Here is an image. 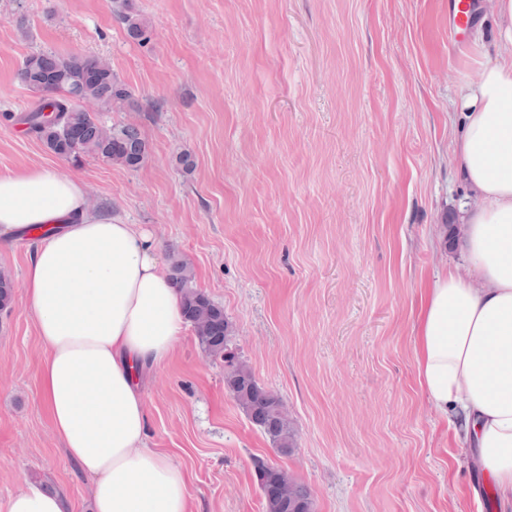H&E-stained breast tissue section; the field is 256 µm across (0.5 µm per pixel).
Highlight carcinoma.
Wrapping results in <instances>:
<instances>
[{
	"label": "carcinoma",
	"mask_w": 512,
	"mask_h": 512,
	"mask_svg": "<svg viewBox=\"0 0 512 512\" xmlns=\"http://www.w3.org/2000/svg\"><path fill=\"white\" fill-rule=\"evenodd\" d=\"M115 17L127 37L138 44L150 40L148 20L135 0H115ZM20 82L38 96L35 107L13 119L26 127L56 156L78 161L86 156L137 169L149 156V146L138 126L128 123L103 126L90 106L105 104L118 111L137 110L140 104L101 57L36 51L27 55L18 70ZM170 279L180 296L186 321L200 348L227 364L224 387L265 436L277 454L289 456L296 447V432L278 394L260 384L251 368L233 348V328L224 307L192 284V274L179 260L172 263ZM17 284L0 271V312L11 309ZM254 465L267 469L273 492L260 488L265 512H292L288 503L302 501L303 512H315L310 488L275 462L257 458Z\"/></svg>",
	"instance_id": "carcinoma-1"
}]
</instances>
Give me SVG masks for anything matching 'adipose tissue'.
I'll return each instance as SVG.
<instances>
[{"instance_id":"ef3b65f1","label":"adipose tissue","mask_w":512,"mask_h":512,"mask_svg":"<svg viewBox=\"0 0 512 512\" xmlns=\"http://www.w3.org/2000/svg\"><path fill=\"white\" fill-rule=\"evenodd\" d=\"M495 64L453 100V159L471 280L433 278L413 327L427 401L456 416L453 441L471 450L512 501V0H497ZM35 241L23 284L46 358L40 377L52 427L91 476L94 512H190L187 474L147 447L142 377L172 357L184 330L180 297L150 232L93 211L82 184L38 167L0 175V240ZM25 484L0 512H64Z\"/></svg>"}]
</instances>
